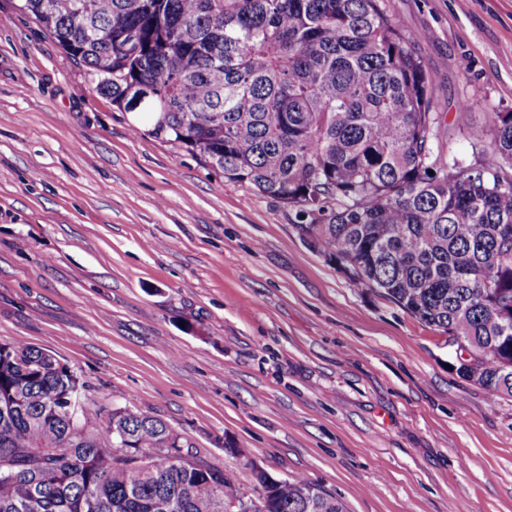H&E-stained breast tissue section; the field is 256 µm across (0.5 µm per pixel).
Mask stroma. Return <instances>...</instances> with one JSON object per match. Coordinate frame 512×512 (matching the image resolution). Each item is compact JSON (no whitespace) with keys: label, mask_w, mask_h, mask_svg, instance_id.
I'll return each mask as SVG.
<instances>
[{"label":"stroma","mask_w":512,"mask_h":512,"mask_svg":"<svg viewBox=\"0 0 512 512\" xmlns=\"http://www.w3.org/2000/svg\"><path fill=\"white\" fill-rule=\"evenodd\" d=\"M388 8L435 78L443 152L473 160L470 130L512 112V0ZM0 344L163 419L247 498L258 466L347 512H512V396L282 204L136 125L20 0H0Z\"/></svg>","instance_id":"obj_1"}]
</instances>
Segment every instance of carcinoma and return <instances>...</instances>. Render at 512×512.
Wrapping results in <instances>:
<instances>
[{"label":"carcinoma","instance_id":"cac0c4a2","mask_svg":"<svg viewBox=\"0 0 512 512\" xmlns=\"http://www.w3.org/2000/svg\"><path fill=\"white\" fill-rule=\"evenodd\" d=\"M20 10L119 109L155 113V137L294 212L317 252L463 338L482 355L479 384L512 395V112L470 132L475 162L445 157L433 78L386 0ZM84 391L51 353L0 344V512H224L241 495L236 473L155 452L172 433L157 416L70 413ZM255 480L256 512H345L303 478Z\"/></svg>","mask_w":512,"mask_h":512}]
</instances>
